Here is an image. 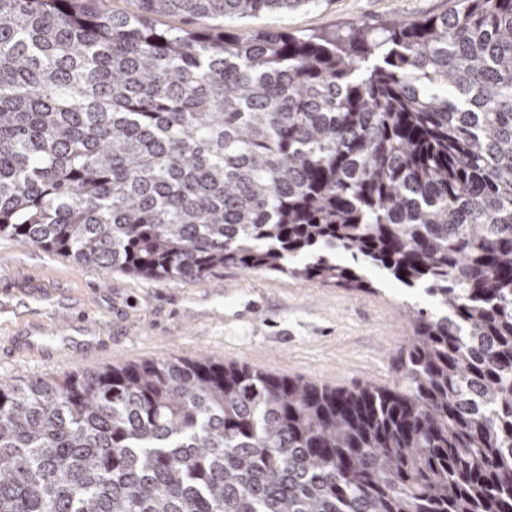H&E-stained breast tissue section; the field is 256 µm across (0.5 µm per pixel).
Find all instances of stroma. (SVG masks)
Instances as JSON below:
<instances>
[{
  "instance_id": "obj_1",
  "label": "stroma",
  "mask_w": 512,
  "mask_h": 512,
  "mask_svg": "<svg viewBox=\"0 0 512 512\" xmlns=\"http://www.w3.org/2000/svg\"><path fill=\"white\" fill-rule=\"evenodd\" d=\"M452 0H320L266 12L249 29L300 36L379 30L447 13ZM364 289L282 273L224 269L191 282L105 270L0 238V377L36 380L108 365L194 359L237 361L331 386L391 384L412 334L407 309L437 313L423 287L365 266ZM28 340L32 349H20Z\"/></svg>"
}]
</instances>
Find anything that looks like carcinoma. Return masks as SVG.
Listing matches in <instances>:
<instances>
[{
    "label": "carcinoma",
    "mask_w": 512,
    "mask_h": 512,
    "mask_svg": "<svg viewBox=\"0 0 512 512\" xmlns=\"http://www.w3.org/2000/svg\"><path fill=\"white\" fill-rule=\"evenodd\" d=\"M317 4L0 0V237L172 282L368 265L448 314L408 310L390 386L206 356L0 379V512H512V0L233 26ZM454 0H322L318 6L283 12H266L249 18L246 29L287 30L300 36H345L356 23L377 32L393 22H412L447 13Z\"/></svg>",
    "instance_id": "obj_1"
}]
</instances>
